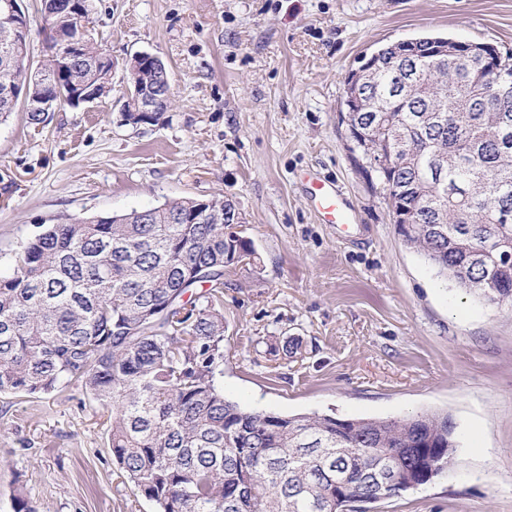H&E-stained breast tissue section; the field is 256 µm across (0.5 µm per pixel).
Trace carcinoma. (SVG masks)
Instances as JSON below:
<instances>
[{
  "label": "carcinoma",
  "mask_w": 512,
  "mask_h": 512,
  "mask_svg": "<svg viewBox=\"0 0 512 512\" xmlns=\"http://www.w3.org/2000/svg\"><path fill=\"white\" fill-rule=\"evenodd\" d=\"M0 90L31 82L1 34ZM61 24L43 16V30ZM431 37L413 58L367 59L351 152L381 150L393 167L358 164L416 223L404 244L489 305L512 306V80L502 100L492 70L435 65ZM96 48L60 76L97 83ZM185 198L111 217L58 216L0 274V392L46 399L80 387L104 417L107 445L157 512H360L447 472L448 415L340 419L280 415L224 396V267L251 259L230 224H189Z\"/></svg>",
  "instance_id": "1"
}]
</instances>
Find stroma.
<instances>
[{"label":"stroma","instance_id":"35a3bbf8","mask_svg":"<svg viewBox=\"0 0 512 512\" xmlns=\"http://www.w3.org/2000/svg\"><path fill=\"white\" fill-rule=\"evenodd\" d=\"M109 96L42 132L0 123V272L58 215L112 216L224 195L254 264L224 273V395L282 415L444 411L448 474L368 512H512V307L490 306L406 247L347 146L345 79L422 35L512 52V0H95ZM159 56L172 101L125 125L127 61ZM335 180L355 220L328 224L299 182ZM298 347L285 356V342ZM76 388L0 394V512H155L112 459Z\"/></svg>","mask_w":512,"mask_h":512}]
</instances>
